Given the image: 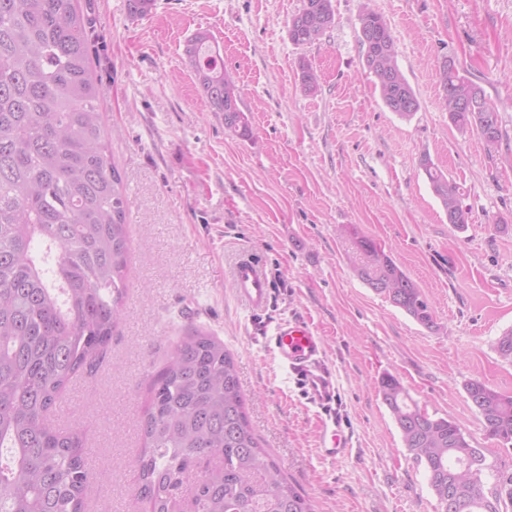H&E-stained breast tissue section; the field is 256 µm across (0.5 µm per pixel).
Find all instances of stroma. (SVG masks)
I'll return each instance as SVG.
<instances>
[{"label": "stroma", "instance_id": "1", "mask_svg": "<svg viewBox=\"0 0 512 512\" xmlns=\"http://www.w3.org/2000/svg\"><path fill=\"white\" fill-rule=\"evenodd\" d=\"M382 15L420 107L391 112L364 66L359 17ZM303 0H155L131 17L126 0H77L112 160L127 198L129 294L105 360L63 395L79 414L94 480L86 512H139L134 461L152 378L190 328L234 355L261 444L314 512H440L422 465L404 448L378 394L396 376L429 414L451 419L486 449L491 490L512 472V447L488 438L464 384L512 395V364L494 349L512 328V0H333L319 42L295 45L288 26ZM209 31L242 88L253 135L225 129L183 55ZM454 59L495 106L501 140L487 150L442 104L438 67ZM319 76L305 91L298 69ZM429 156L462 193L471 222L448 215L419 167ZM372 239L428 299L426 329L356 273V236ZM259 257L272 299L252 312L231 267ZM309 321L336 377L344 456L319 450L323 414L283 368L271 336Z\"/></svg>", "mask_w": 512, "mask_h": 512}]
</instances>
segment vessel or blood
<instances>
[{"label":"vessel or blood","instance_id":"obj_1","mask_svg":"<svg viewBox=\"0 0 512 512\" xmlns=\"http://www.w3.org/2000/svg\"><path fill=\"white\" fill-rule=\"evenodd\" d=\"M232 279L238 298L249 308L259 312L268 307L270 282L256 258L239 259L233 268ZM273 340L280 364L299 376L310 403L327 413L319 439L321 454L329 458L344 455L348 441L332 411L337 395L336 380L322 360L323 337L309 321L298 318L278 323Z\"/></svg>","mask_w":512,"mask_h":512}]
</instances>
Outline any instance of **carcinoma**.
Here are the masks:
<instances>
[{
    "instance_id": "carcinoma-1",
    "label": "carcinoma",
    "mask_w": 512,
    "mask_h": 512,
    "mask_svg": "<svg viewBox=\"0 0 512 512\" xmlns=\"http://www.w3.org/2000/svg\"><path fill=\"white\" fill-rule=\"evenodd\" d=\"M333 18L332 0H304L289 37L313 44ZM360 43L386 107L414 115L419 101L374 10L360 16ZM184 55L212 110L224 113V127L251 137L211 35L195 32ZM299 69L304 89L316 92L310 63ZM438 78L461 99L477 87L455 64L442 63ZM100 95L76 0H0V512H85L93 480L82 421L61 424L53 414L72 380L103 361L128 295L127 199ZM449 119L478 130L470 112ZM420 166L444 207H455L448 223L464 229L470 216L459 187L428 156ZM356 246L364 256L358 275L435 328L427 301L394 260L366 237ZM495 350L512 363V329L497 337ZM464 390L487 435L512 444V395L478 379ZM151 391L135 465L137 493L152 512H312L259 446L222 341L199 329L181 337ZM378 393L441 512H500L502 500L512 502L511 473L485 496L487 449L473 447L455 421L420 408L393 375L380 379Z\"/></svg>"
}]
</instances>
